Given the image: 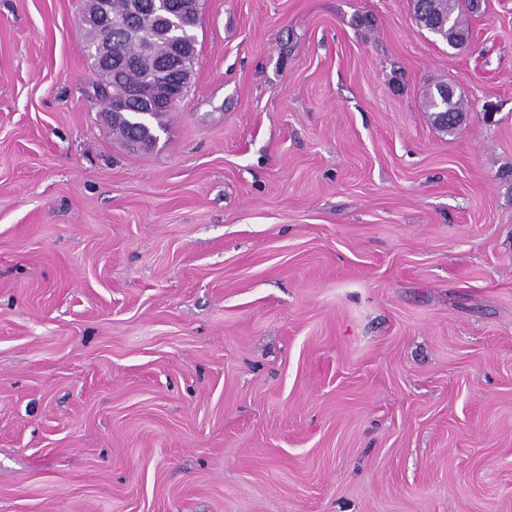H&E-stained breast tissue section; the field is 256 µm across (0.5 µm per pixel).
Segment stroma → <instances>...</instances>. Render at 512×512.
I'll return each instance as SVG.
<instances>
[{
	"mask_svg": "<svg viewBox=\"0 0 512 512\" xmlns=\"http://www.w3.org/2000/svg\"><path fill=\"white\" fill-rule=\"evenodd\" d=\"M85 5L0 0V512H512V0H199L140 151ZM417 21L449 46L461 45L465 38L463 17L466 10L477 9L475 0H413ZM446 84H438L426 93V105L432 121L436 127L446 132H453L466 117V112L460 99L455 95L444 102L440 98L441 89ZM444 94L448 96V86L444 88Z\"/></svg>",
	"mask_w": 512,
	"mask_h": 512,
	"instance_id": "obj_1",
	"label": "stroma"
}]
</instances>
